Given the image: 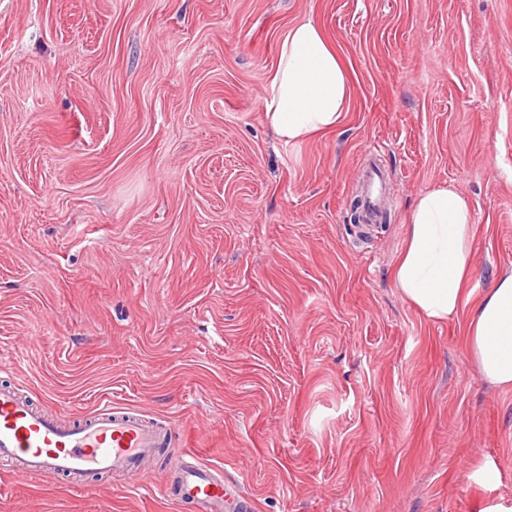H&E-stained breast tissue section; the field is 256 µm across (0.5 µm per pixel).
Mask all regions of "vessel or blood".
I'll list each match as a JSON object with an SVG mask.
<instances>
[{"instance_id":"obj_1","label":"vessel or blood","mask_w":512,"mask_h":512,"mask_svg":"<svg viewBox=\"0 0 512 512\" xmlns=\"http://www.w3.org/2000/svg\"><path fill=\"white\" fill-rule=\"evenodd\" d=\"M386 176L368 165L359 192L364 217L377 221L383 211ZM170 430L139 412L102 400L85 421L63 425L34 408L18 388H0V460L11 463L13 477L25 481L46 475L81 479L122 472L136 476L143 459L162 451L177 481V497L198 512H240L224 482V470L203 464L189 450L166 448Z\"/></svg>"}]
</instances>
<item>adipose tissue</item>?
Listing matches in <instances>:
<instances>
[{
	"label": "adipose tissue",
	"instance_id": "adipose-tissue-1",
	"mask_svg": "<svg viewBox=\"0 0 512 512\" xmlns=\"http://www.w3.org/2000/svg\"><path fill=\"white\" fill-rule=\"evenodd\" d=\"M350 83L341 58L313 21L291 26L280 43L265 106L277 136L298 143L340 125L349 109ZM472 205L455 185L417 199L406 247L393 270L401 294L427 318L447 320L469 309L466 350L484 380L512 389V271L498 276L477 304L466 286L472 266Z\"/></svg>",
	"mask_w": 512,
	"mask_h": 512
}]
</instances>
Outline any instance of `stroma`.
<instances>
[{
    "instance_id": "35a3bbf8",
    "label": "stroma",
    "mask_w": 512,
    "mask_h": 512,
    "mask_svg": "<svg viewBox=\"0 0 512 512\" xmlns=\"http://www.w3.org/2000/svg\"><path fill=\"white\" fill-rule=\"evenodd\" d=\"M308 19L352 97L288 144L264 89ZM448 181L478 298L512 269V0H0V385L168 420L246 512H480L486 464L512 498V390L393 280ZM0 512L194 509L158 457L81 484L0 463ZM386 176L384 171L375 164L366 167L362 188L359 191V207L369 222H376L383 212V194Z\"/></svg>"
}]
</instances>
